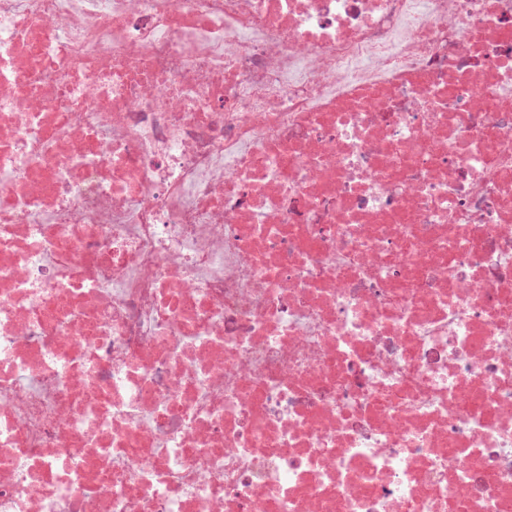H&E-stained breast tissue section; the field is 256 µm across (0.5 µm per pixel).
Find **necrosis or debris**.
Returning a JSON list of instances; mask_svg holds the SVG:
<instances>
[{
  "mask_svg": "<svg viewBox=\"0 0 512 512\" xmlns=\"http://www.w3.org/2000/svg\"><path fill=\"white\" fill-rule=\"evenodd\" d=\"M0 512H512V0H0Z\"/></svg>",
  "mask_w": 512,
  "mask_h": 512,
  "instance_id": "4bbe7bcc",
  "label": "necrosis or debris"
}]
</instances>
